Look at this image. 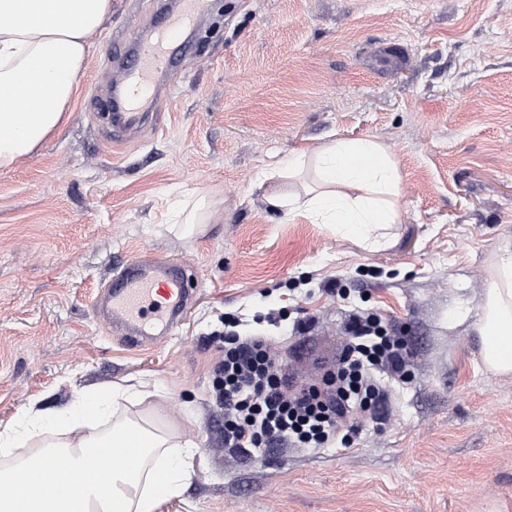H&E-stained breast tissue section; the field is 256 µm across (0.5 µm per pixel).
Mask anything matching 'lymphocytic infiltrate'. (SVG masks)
Here are the masks:
<instances>
[{"instance_id": "f902f5d3", "label": "lymphocytic infiltrate", "mask_w": 512, "mask_h": 512, "mask_svg": "<svg viewBox=\"0 0 512 512\" xmlns=\"http://www.w3.org/2000/svg\"><path fill=\"white\" fill-rule=\"evenodd\" d=\"M348 341L336 364V387L291 391L279 354L261 336L228 340L217 374L216 399L224 407V440L234 448H319L335 441L341 423L378 406L383 377L401 378L402 346L381 320L352 313Z\"/></svg>"}]
</instances>
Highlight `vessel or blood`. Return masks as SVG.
Masks as SVG:
<instances>
[{"label":"vessel or blood","instance_id":"obj_1","mask_svg":"<svg viewBox=\"0 0 512 512\" xmlns=\"http://www.w3.org/2000/svg\"><path fill=\"white\" fill-rule=\"evenodd\" d=\"M210 0H178L163 27L141 40L129 65L112 73V119L116 127L138 125L158 113L169 98L155 88L156 74L172 72L183 34L207 13ZM192 290L184 268L168 261H138L121 267L100 301L113 329L131 347L140 348L175 329L191 300ZM340 349L326 337H314L309 351L300 356L304 365L334 363Z\"/></svg>","mask_w":512,"mask_h":512}]
</instances>
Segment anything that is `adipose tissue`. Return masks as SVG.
<instances>
[{
  "mask_svg": "<svg viewBox=\"0 0 512 512\" xmlns=\"http://www.w3.org/2000/svg\"><path fill=\"white\" fill-rule=\"evenodd\" d=\"M112 12V0H0V169L32 156L67 120L89 52V38ZM25 90L33 106L19 107ZM396 162L373 138H338L318 153L315 186L269 196L286 215L369 241L398 223ZM472 328L484 367L512 374V247L504 246ZM155 382L140 378L78 393L48 411L25 405L0 423V512H156L180 494L198 445L193 412L166 415ZM127 448L131 462L108 461L101 483L86 455ZM64 471H55L57 461Z\"/></svg>",
  "mask_w": 512,
  "mask_h": 512,
  "instance_id": "obj_1",
  "label": "adipose tissue"
}]
</instances>
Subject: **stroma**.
Returning <instances> with one entry per match:
<instances>
[{"label": "stroma", "instance_id": "stroma-1", "mask_svg": "<svg viewBox=\"0 0 512 512\" xmlns=\"http://www.w3.org/2000/svg\"><path fill=\"white\" fill-rule=\"evenodd\" d=\"M156 0H112L62 130L0 169V422L34 399L144 376L200 448L157 512H512V375L480 364L471 329L512 242V0H212L156 121L113 136L112 67ZM336 137L397 161L399 221L369 248L265 200V165ZM202 190L204 233L168 229ZM176 261L195 275L181 325L134 350L96 306L115 270ZM392 326L407 376L351 447L224 445L215 367L228 336L294 364L342 342L353 311Z\"/></svg>", "mask_w": 512, "mask_h": 512}]
</instances>
